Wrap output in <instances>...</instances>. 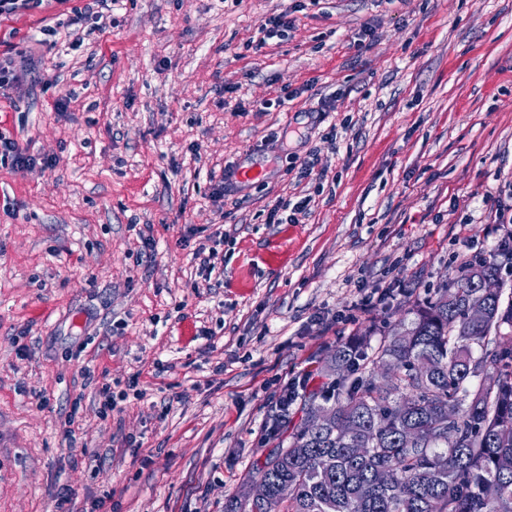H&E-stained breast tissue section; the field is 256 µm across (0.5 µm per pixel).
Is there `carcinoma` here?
Returning <instances> with one entry per match:
<instances>
[{
    "label": "carcinoma",
    "mask_w": 512,
    "mask_h": 512,
    "mask_svg": "<svg viewBox=\"0 0 512 512\" xmlns=\"http://www.w3.org/2000/svg\"><path fill=\"white\" fill-rule=\"evenodd\" d=\"M499 270L494 255L469 263L371 356L364 338L336 350L330 390L304 400L305 415L328 411L330 421L298 428L256 471L272 502L286 501L283 512H512V345L496 337L512 327V302L479 289ZM480 300L487 319L474 322L469 307ZM366 360L397 368L381 383ZM356 448L371 452L359 458ZM224 512L259 508L233 496Z\"/></svg>",
    "instance_id": "1"
}]
</instances>
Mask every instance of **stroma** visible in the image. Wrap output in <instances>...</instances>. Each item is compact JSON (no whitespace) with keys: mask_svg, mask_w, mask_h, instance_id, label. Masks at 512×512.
<instances>
[{"mask_svg":"<svg viewBox=\"0 0 512 512\" xmlns=\"http://www.w3.org/2000/svg\"><path fill=\"white\" fill-rule=\"evenodd\" d=\"M89 3L0 21V58L37 65L0 132L50 160L0 161V512H224L301 423L289 379L322 385L336 348L501 247L512 0H127L86 36ZM318 183L300 223H267ZM220 227L217 286L192 257ZM134 374L142 397L101 417Z\"/></svg>","mask_w":512,"mask_h":512,"instance_id":"stroma-1","label":"stroma"}]
</instances>
